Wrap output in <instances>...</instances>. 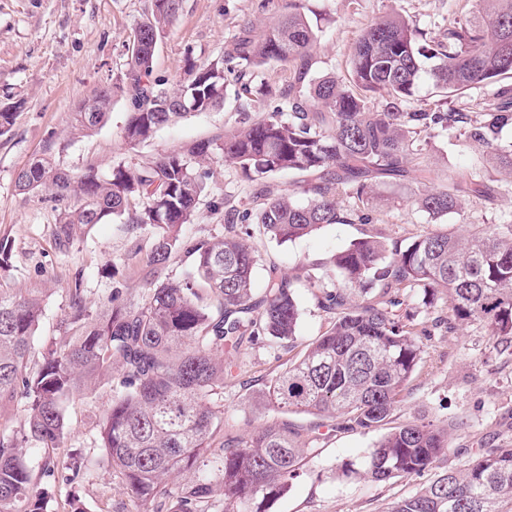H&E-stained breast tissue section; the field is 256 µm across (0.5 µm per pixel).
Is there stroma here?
Wrapping results in <instances>:
<instances>
[{"label": "stroma", "instance_id": "stroma-1", "mask_svg": "<svg viewBox=\"0 0 512 512\" xmlns=\"http://www.w3.org/2000/svg\"><path fill=\"white\" fill-rule=\"evenodd\" d=\"M289 0H181L174 24L157 43L153 75L175 85L187 60L207 62L222 58L225 46L244 24L256 29L277 22L288 11ZM305 12L319 25L313 50V71L348 81L350 58L361 33L385 12L396 10L409 23L437 38L450 22L461 19L466 0H304ZM151 8V0H0V109L15 114L9 133L0 137V239L12 247V266L0 272V288L36 294L43 315L36 343L58 335L69 307L73 286H81L89 309L112 295L138 299L147 286L140 259L154 243L150 231L116 220L83 228L66 250H59L53 230L60 205L49 194L20 193L17 171L28 162L52 155L73 172L97 165L110 174L113 165L144 164L171 152H187L242 127L245 117L256 116L258 104L227 94L221 108L200 112L165 127L138 146L125 144L122 132L127 103L114 96L106 123L92 135L71 138L69 131L78 106L100 88L116 83L126 69L132 36ZM497 85L449 96L432 82L422 81L404 111L441 109L444 112L483 111L494 101ZM420 161L429 171L427 183L408 179L381 181L377 205L365 224H331L313 234L277 243L263 231H254L251 245L257 256L253 288L262 294L269 266L297 277L300 320L293 344L269 338L236 353L235 380L225 383L216 400L224 406V425L246 435L265 420L259 399L265 382L281 370L289 357L303 352L328 327V316L318 306L320 289L339 287L331 269L333 254L355 240L379 236L390 242H409L436 224L414 203L422 187L439 188L453 181L483 184L494 181L489 197H463L461 215L451 216L448 230L463 231L468 224H498L512 219V183L486 168L479 153L464 137L445 131L426 141ZM205 189L197 216L186 232L197 240L224 234L223 214L209 203L224 198L231 205L246 202L256 188L273 195L296 190L297 175L267 178L263 184L247 179L240 168L219 162L200 168ZM313 267L321 283L301 281L303 267ZM505 338L488 336L479 324L453 334L431 337L418 370L392 415L393 424L413 421L457 422L447 466L463 469L479 449L512 443V356ZM109 386L64 405L67 434L64 446L48 450L29 444L27 459L40 470L63 449L78 448L96 464L70 484L56 487L53 512L80 497L85 512H135L125 484L112 472L98 439V423L111 404ZM378 432L334 431L313 444L304 472L271 512H382L391 501L417 491L418 477H395L375 482L359 473L364 456Z\"/></svg>", "mask_w": 512, "mask_h": 512}]
</instances>
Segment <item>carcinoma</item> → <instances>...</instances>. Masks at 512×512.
Segmentation results:
<instances>
[{"label": "carcinoma", "mask_w": 512, "mask_h": 512, "mask_svg": "<svg viewBox=\"0 0 512 512\" xmlns=\"http://www.w3.org/2000/svg\"><path fill=\"white\" fill-rule=\"evenodd\" d=\"M150 16L137 28L118 86L99 90L98 111L76 112L72 134L102 126L114 90L128 104L124 140L134 147L161 127L191 113L224 105V65L237 62V97L271 106L224 138L173 152L138 166L117 165L104 178L88 165L72 173L49 158L18 170L21 191L44 189L63 204L55 245L67 248L78 226L126 218L152 229L154 245L141 258L151 277L137 301L119 288L103 309L91 312L83 290L70 289L60 335L35 349L42 315L37 295L0 289V398L24 401L22 439L0 437V512H49L57 477L74 481L90 460L69 451L35 472L25 445L59 448L67 432L64 403L93 392L118 375L112 404L100 422L101 448L136 503L137 512H270L288 493L309 448L288 421L262 425L248 436L224 428V406L212 401L233 377L224 353H237L260 338L294 342L299 308L294 281L272 268L263 295L254 297L257 263L248 243L257 225L281 243L328 224H364L361 206L373 200L379 179L413 174L421 167L423 135L434 129L459 132L482 149L487 163L512 177V145L499 142L512 126V94L502 91L486 111L405 112L424 77L447 94L460 95L512 75V0H467L463 20L426 40L396 12L360 35L351 55L348 82L321 75L311 81L318 28L291 0L288 14L270 31L245 25L219 60L188 65L177 90L152 77L156 43L176 20L181 0H152ZM434 60L430 69L424 61ZM288 67L287 85L273 86L263 67ZM219 159L253 181L283 172L307 176L299 203L266 198L225 211L226 233L216 240L182 237L193 223L203 192L194 166ZM487 185L460 182L426 190L415 204L430 217L459 213L460 199L482 196ZM358 208L345 213L339 197ZM139 207L131 209V201ZM193 261L180 281L162 278L174 250ZM332 270L343 287L325 289L320 306L330 328L280 371L263 392L266 406L283 414L318 418L308 430L320 434L343 419L344 428L368 433L388 424L416 374L431 329L448 334L472 322L492 337L512 336V222L472 224L462 236L427 231L402 246L366 237L337 252ZM423 291V303L443 302L447 312L431 325L403 311L407 294ZM453 425L409 423L382 434L361 461L375 482L419 476L451 448ZM387 512H512V444L479 449L462 470H447Z\"/></svg>", "instance_id": "carcinoma-1"}]
</instances>
